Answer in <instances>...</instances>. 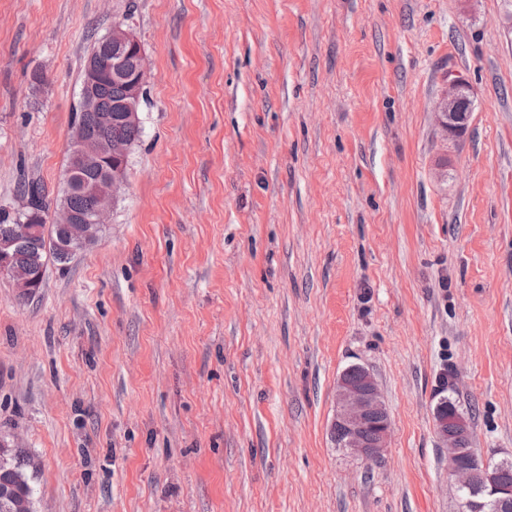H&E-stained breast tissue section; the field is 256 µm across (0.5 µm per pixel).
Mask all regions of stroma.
I'll return each instance as SVG.
<instances>
[{
  "label": "stroma",
  "mask_w": 512,
  "mask_h": 512,
  "mask_svg": "<svg viewBox=\"0 0 512 512\" xmlns=\"http://www.w3.org/2000/svg\"><path fill=\"white\" fill-rule=\"evenodd\" d=\"M117 22L147 73L112 220L31 297L0 276L36 512H463L442 395L512 461V0H0L9 213L61 197ZM353 365L391 417L374 462L329 434ZM469 86L460 75L448 73V84L439 102V123L447 133V140L458 142L457 134L466 127L467 113L462 112V102L469 99Z\"/></svg>",
  "instance_id": "obj_1"
}]
</instances>
